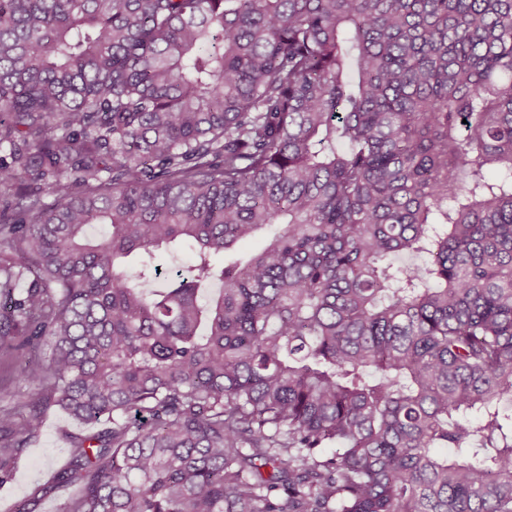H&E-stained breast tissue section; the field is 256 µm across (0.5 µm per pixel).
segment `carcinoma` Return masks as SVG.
<instances>
[{
    "label": "carcinoma",
    "mask_w": 512,
    "mask_h": 512,
    "mask_svg": "<svg viewBox=\"0 0 512 512\" xmlns=\"http://www.w3.org/2000/svg\"><path fill=\"white\" fill-rule=\"evenodd\" d=\"M2 195L18 512H512V0H0ZM266 240V234H258L255 237L242 240L237 243L231 251L225 253L224 256L216 257L215 263L217 265H222L223 262L227 264L236 260L245 259L259 251L265 245ZM194 262L193 252L188 248L177 251L160 252L157 258V264L163 268L176 267L185 271ZM55 406L43 411V421L34 445L25 448L12 480L0 488V512H14L35 483L47 481L69 458L65 434L86 430Z\"/></svg>",
    "instance_id": "obj_1"
}]
</instances>
